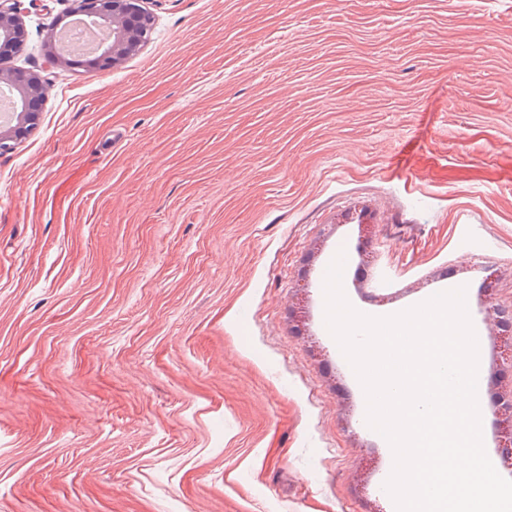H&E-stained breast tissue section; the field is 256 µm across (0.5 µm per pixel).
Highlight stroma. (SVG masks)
<instances>
[{"mask_svg": "<svg viewBox=\"0 0 512 512\" xmlns=\"http://www.w3.org/2000/svg\"><path fill=\"white\" fill-rule=\"evenodd\" d=\"M0 154V512H393L325 326L466 284L512 402V0H149Z\"/></svg>", "mask_w": 512, "mask_h": 512, "instance_id": "35a3bbf8", "label": "stroma"}]
</instances>
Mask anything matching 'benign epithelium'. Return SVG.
Instances as JSON below:
<instances>
[{
	"label": "benign epithelium",
	"instance_id": "obj_1",
	"mask_svg": "<svg viewBox=\"0 0 512 512\" xmlns=\"http://www.w3.org/2000/svg\"><path fill=\"white\" fill-rule=\"evenodd\" d=\"M71 13L80 14L112 31V41L93 56L80 61L89 69L106 72L123 59L135 54L149 40L152 16L143 0H71ZM22 0H0V86L11 89L15 96V124L0 127V153L10 151L23 142L36 128L40 112L34 103L44 97L38 75L15 68L7 62L24 49L18 37L23 27L20 19ZM46 60L50 64L72 65L75 60L60 54L55 47V35L46 37Z\"/></svg>",
	"mask_w": 512,
	"mask_h": 512
}]
</instances>
